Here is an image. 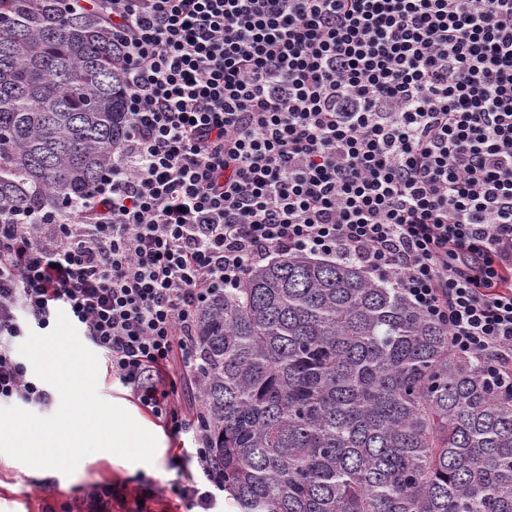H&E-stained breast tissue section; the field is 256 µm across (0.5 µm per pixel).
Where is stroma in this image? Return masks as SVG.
Wrapping results in <instances>:
<instances>
[{"label": "stroma", "instance_id": "stroma-1", "mask_svg": "<svg viewBox=\"0 0 512 512\" xmlns=\"http://www.w3.org/2000/svg\"><path fill=\"white\" fill-rule=\"evenodd\" d=\"M97 391L104 401L128 411L141 427L156 436L153 464L129 461L119 464L93 453L82 467L66 475L56 470L34 469L0 453V512H46L47 507H59L112 482L154 491L153 512H185L184 505L175 501L170 487L185 481L189 472L175 467L172 458L179 449L192 448L191 436L172 433L162 422L139 410L129 391L113 382L103 364L98 367Z\"/></svg>", "mask_w": 512, "mask_h": 512}]
</instances>
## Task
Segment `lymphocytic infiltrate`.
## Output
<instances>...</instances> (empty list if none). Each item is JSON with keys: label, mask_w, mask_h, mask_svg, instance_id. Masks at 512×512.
Masks as SVG:
<instances>
[{"label": "lymphocytic infiltrate", "mask_w": 512, "mask_h": 512, "mask_svg": "<svg viewBox=\"0 0 512 512\" xmlns=\"http://www.w3.org/2000/svg\"><path fill=\"white\" fill-rule=\"evenodd\" d=\"M112 31L128 132L85 200L0 210V403L48 405L16 345L67 309L174 433L216 282L353 261L512 391V0H67ZM197 444L180 463L205 461ZM219 477L172 485L211 512ZM103 485L64 512H149Z\"/></svg>", "instance_id": "obj_1"}]
</instances>
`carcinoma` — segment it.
<instances>
[{
	"mask_svg": "<svg viewBox=\"0 0 512 512\" xmlns=\"http://www.w3.org/2000/svg\"><path fill=\"white\" fill-rule=\"evenodd\" d=\"M112 31L0 0V203L91 195L127 134ZM197 430L238 512H512V393L350 262L294 253L196 314Z\"/></svg>",
	"mask_w": 512,
	"mask_h": 512,
	"instance_id": "obj_1",
	"label": "carcinoma"
}]
</instances>
